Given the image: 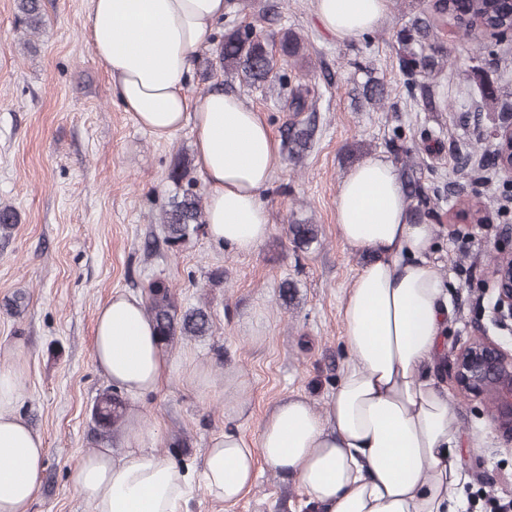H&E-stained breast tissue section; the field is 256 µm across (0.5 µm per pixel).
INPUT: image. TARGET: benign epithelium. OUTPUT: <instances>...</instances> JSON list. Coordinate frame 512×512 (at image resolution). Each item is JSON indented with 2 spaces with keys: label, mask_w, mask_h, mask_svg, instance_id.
<instances>
[{
  "label": "benign epithelium",
  "mask_w": 512,
  "mask_h": 512,
  "mask_svg": "<svg viewBox=\"0 0 512 512\" xmlns=\"http://www.w3.org/2000/svg\"><path fill=\"white\" fill-rule=\"evenodd\" d=\"M498 153L496 166L502 174L512 176V114H506L493 132ZM493 301L490 322L504 334L512 335V258L498 261L490 278ZM448 379L459 390L481 394L494 390L492 403L498 428L512 437V349L492 339L465 344L454 351L446 363Z\"/></svg>",
  "instance_id": "1"
}]
</instances>
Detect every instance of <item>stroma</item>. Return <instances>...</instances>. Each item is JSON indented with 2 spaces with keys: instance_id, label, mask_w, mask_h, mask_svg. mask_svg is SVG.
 <instances>
[{
  "instance_id": "35a3bbf8",
  "label": "stroma",
  "mask_w": 512,
  "mask_h": 512,
  "mask_svg": "<svg viewBox=\"0 0 512 512\" xmlns=\"http://www.w3.org/2000/svg\"><path fill=\"white\" fill-rule=\"evenodd\" d=\"M239 25L269 35L295 33L305 49L289 60L287 88L234 81L231 91L261 112L275 139L293 114L290 89L305 84L317 126L299 160L283 158L262 201L272 231L245 254L217 246L206 233L173 250L145 252L161 236L160 217L184 191L205 195L197 172L173 182L177 159H192L190 128L159 140L135 124L111 94L110 77L87 40L88 0H41L47 26L25 34L16 0H0V203L18 222L0 236V363L20 362L17 411L45 440L38 495L29 512H88L71 484L76 462L96 448L120 449L118 433L99 434L92 407L109 388L94 358L98 306L114 292L143 297L150 281L173 289L179 310L207 308L212 333L179 336L166 352L174 369L137 403L158 449L178 464L200 466L212 439L227 429L255 439L283 398L307 397L323 409L336 392L347 358L340 306L366 256L336 230V195L348 171L365 156L413 163L438 187L430 218L437 228L433 259L445 276V345L490 327L488 272L503 253L501 225H512V179L493 172L489 132L512 113V42L484 33L465 38L444 26L440 36L457 64L422 77L447 98L441 112L406 101L394 31L425 10L428 0H390L386 22L341 40L319 23L313 0H233ZM374 74L386 85L384 105L357 107L354 84ZM500 100L485 107L479 80ZM401 134L408 159L395 158ZM469 157L471 172L454 171ZM463 192L481 209V223L455 219L450 195ZM316 225V240L293 243L289 224ZM223 271L214 285L209 276ZM290 292H283V284ZM461 432L456 450L469 477L465 512H501L512 502V441L500 433L484 397L449 389ZM251 490L227 505L194 492L189 512H310L298 483L259 464Z\"/></svg>"
}]
</instances>
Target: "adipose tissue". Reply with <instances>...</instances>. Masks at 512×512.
<instances>
[{
  "label": "adipose tissue",
  "instance_id": "obj_1",
  "mask_svg": "<svg viewBox=\"0 0 512 512\" xmlns=\"http://www.w3.org/2000/svg\"><path fill=\"white\" fill-rule=\"evenodd\" d=\"M389 8L390 0H314L323 27L343 39L382 26ZM227 10V0H90L88 37L113 97L140 127L159 139L190 127L207 235L250 253L271 232L260 193L281 164L279 144L238 95L187 92L193 61ZM336 228L369 261L342 300L348 357L325 409L282 400L255 441L234 430L216 436L196 477L156 450L140 417H127L124 453L93 451L72 472L89 512H186L197 488L233 504L261 460L297 478L321 512H461L459 428L433 370L448 318L436 227L412 220L398 168L375 156L343 179ZM94 352L133 404L171 366L144 302L120 292L97 311ZM19 385L18 367H0V512H28L44 468L42 436L14 412Z\"/></svg>",
  "mask_w": 512,
  "mask_h": 512
}]
</instances>
